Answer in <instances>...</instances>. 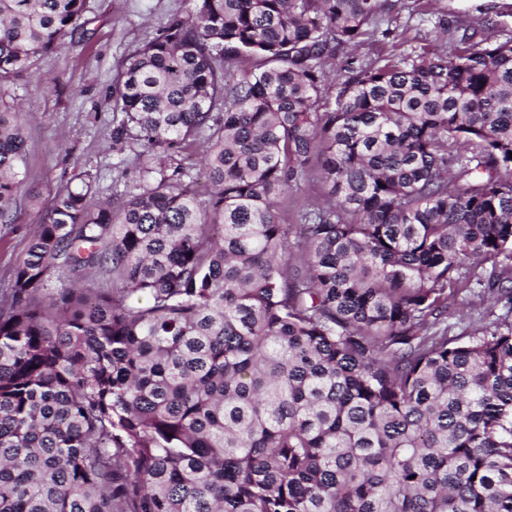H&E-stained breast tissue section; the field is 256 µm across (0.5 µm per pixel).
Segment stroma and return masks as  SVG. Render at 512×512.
Returning a JSON list of instances; mask_svg holds the SVG:
<instances>
[{"label": "stroma", "instance_id": "1", "mask_svg": "<svg viewBox=\"0 0 512 512\" xmlns=\"http://www.w3.org/2000/svg\"><path fill=\"white\" fill-rule=\"evenodd\" d=\"M389 26L393 36L364 42L354 52H339L326 67L336 77L350 59L371 61L430 43L437 14L448 19L446 49L462 35L512 37V0H392ZM192 0H87L88 24L83 35L41 57L17 76L12 91L30 121L26 129L24 193L15 221L0 224V289L7 287L14 265L29 246L37 224L48 218L56 192L82 173L98 203L132 185L150 160L139 141L112 143L113 83L127 56L149 41L171 16L187 14ZM496 22L481 23L482 13Z\"/></svg>", "mask_w": 512, "mask_h": 512}]
</instances>
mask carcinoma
<instances>
[{"label": "carcinoma", "mask_w": 512, "mask_h": 512, "mask_svg": "<svg viewBox=\"0 0 512 512\" xmlns=\"http://www.w3.org/2000/svg\"><path fill=\"white\" fill-rule=\"evenodd\" d=\"M391 8L193 0L126 58L113 143L197 144L209 190L163 165L54 197L0 293V512H512V38L330 91ZM87 24L86 0H0V224L25 164L5 85ZM234 59L258 65L228 83ZM310 174L329 196L290 224ZM466 283L505 314L451 335Z\"/></svg>", "instance_id": "cac0c4a2"}]
</instances>
